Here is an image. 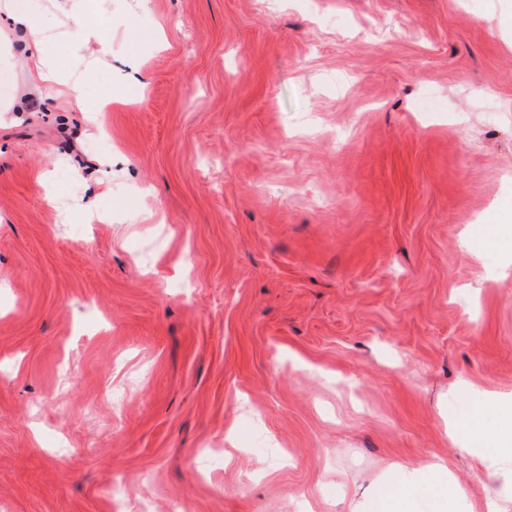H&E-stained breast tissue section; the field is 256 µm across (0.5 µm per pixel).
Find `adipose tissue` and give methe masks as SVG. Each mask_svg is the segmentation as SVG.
I'll use <instances>...</instances> for the list:
<instances>
[{
    "label": "adipose tissue",
    "instance_id": "adipose-tissue-1",
    "mask_svg": "<svg viewBox=\"0 0 512 512\" xmlns=\"http://www.w3.org/2000/svg\"><path fill=\"white\" fill-rule=\"evenodd\" d=\"M73 12L74 23L64 36L74 52L82 53L83 48L88 46L92 47L93 52L90 56H83L80 69L66 72L57 65L50 52L49 26L34 20L20 0H0V14L9 16L24 28V46L38 58L39 80L53 87H63L76 108L85 109L88 123L96 126L100 123V111L85 108L81 89L93 79L100 58L111 54L112 45L100 36L96 27L83 19L81 0H75ZM471 396L473 407L469 419L464 422L449 421L448 432L452 439L469 445L495 484L492 496L484 502L486 512H512V404L505 400L500 402L501 427L497 433L490 434L480 427L484 415L483 394L475 389ZM388 474L389 483L363 504L360 512H409L412 495L424 486L431 490L445 512H455L466 502L461 486L443 459H430L419 470L395 462L390 465Z\"/></svg>",
    "mask_w": 512,
    "mask_h": 512
}]
</instances>
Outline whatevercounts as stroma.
Segmentation results:
<instances>
[{
  "label": "stroma",
  "mask_w": 512,
  "mask_h": 512,
  "mask_svg": "<svg viewBox=\"0 0 512 512\" xmlns=\"http://www.w3.org/2000/svg\"><path fill=\"white\" fill-rule=\"evenodd\" d=\"M97 20L98 128L0 20V512H124L116 477L152 512H350L434 457L481 503L444 419L512 396V0Z\"/></svg>",
  "instance_id": "obj_1"
}]
</instances>
